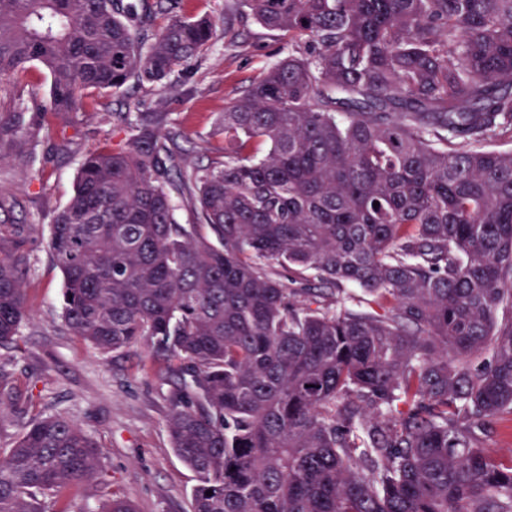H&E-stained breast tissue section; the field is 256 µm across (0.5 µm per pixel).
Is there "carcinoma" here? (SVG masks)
Wrapping results in <instances>:
<instances>
[{
  "label": "carcinoma",
  "mask_w": 512,
  "mask_h": 512,
  "mask_svg": "<svg viewBox=\"0 0 512 512\" xmlns=\"http://www.w3.org/2000/svg\"><path fill=\"white\" fill-rule=\"evenodd\" d=\"M241 2L311 52L224 109L207 167L176 169L167 113L116 115L50 226L65 323L166 355L191 512H512V456L483 446L512 413V150L491 148L512 140V0ZM178 4L0 0V80L40 64L57 115L161 83L213 38ZM38 135L24 105L0 114V159ZM24 232L0 239V344L27 312ZM103 455L34 419L0 448V512L97 479Z\"/></svg>",
  "instance_id": "carcinoma-1"
}]
</instances>
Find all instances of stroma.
I'll use <instances>...</instances> for the list:
<instances>
[{"instance_id": "35a3bbf8", "label": "stroma", "mask_w": 512, "mask_h": 512, "mask_svg": "<svg viewBox=\"0 0 512 512\" xmlns=\"http://www.w3.org/2000/svg\"><path fill=\"white\" fill-rule=\"evenodd\" d=\"M181 16L208 15L215 34L188 69L165 84L128 82L84 98L75 125L47 112L51 79L30 63L0 81V113L26 104L43 138L20 159L0 160V190L13 197L0 210V236L25 226L23 272L28 314L13 343L0 345V384L17 398L0 420V448L10 447L22 425L39 415L63 414L105 450L103 479L114 496L138 512H190L195 473L174 453L166 426L169 385L162 358L144 342L104 354L75 336L62 317L63 273L47 247L56 212L71 197L85 156L110 137L118 112H165L182 136L177 158L205 166L222 158L224 141L215 121L268 68L301 54L304 44L268 33L240 0H181ZM233 17L225 30V17Z\"/></svg>"}]
</instances>
